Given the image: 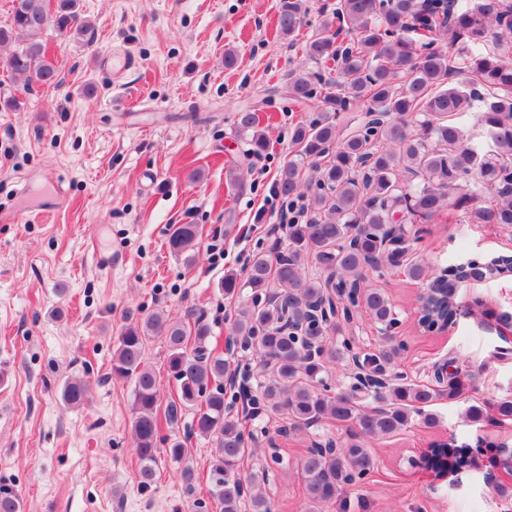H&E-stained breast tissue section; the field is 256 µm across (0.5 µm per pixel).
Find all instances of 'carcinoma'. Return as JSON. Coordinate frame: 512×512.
I'll list each match as a JSON object with an SVG mask.
<instances>
[{"mask_svg": "<svg viewBox=\"0 0 512 512\" xmlns=\"http://www.w3.org/2000/svg\"><path fill=\"white\" fill-rule=\"evenodd\" d=\"M303 17L302 0H281L282 34L292 36ZM49 24L77 34L86 30L75 0H60L54 14L47 0H13L12 24L0 27V43L24 40L7 68L28 82L51 86L59 70L45 46L29 39ZM349 33L354 38L340 39ZM445 41L457 46L455 57L448 56ZM506 43L512 44V0H469L463 6L458 0H338L332 17L313 29L305 44L315 69L288 80L290 104L317 113L292 132L299 158L282 169L277 194L290 208L310 198L306 217L288 222L275 267L266 254L256 253L246 279L227 273L221 288L226 295L244 288L252 293L251 303L235 314L233 330L259 350V407L285 413L290 432L332 420L348 431L339 448L325 450L318 443L303 458L308 512H322L369 474L368 441L395 437L415 421L432 427L435 402L463 395L460 375L439 369L434 377L447 383L445 389L404 382L397 371L404 347L391 344L398 320L388 296L367 284V272L404 268L412 279L435 285L439 293L432 307L418 310V325L430 332L460 314L457 275L409 260L420 241L417 225L453 207L471 224L512 229V63L499 52ZM458 75L464 76L460 83L454 81ZM361 107V122L341 133L340 114ZM474 108L486 131L484 147L467 138L458 120ZM236 125L250 154L267 151L269 140L253 111L238 112ZM306 164L313 174L304 185L300 172ZM196 240L197 225L178 224L168 244L190 262ZM310 263L319 273L307 274ZM358 308L381 325L387 341L363 357L361 370L384 375L386 382L362 391L353 375L349 391L333 394L330 366L345 359L350 346L329 341V332ZM151 335L163 338L168 370L179 384L169 420L188 410L192 430L215 438L211 497L219 512H241L245 503L250 512H271L265 477H241L245 434L237 421L224 417V373L230 364L208 347L210 328L191 311L181 321L158 311L129 323L112 357L111 376L133 383L132 435L141 485L154 481L161 444L159 391L144 362ZM61 395L72 407L87 402L76 378L63 382ZM490 411L511 420L512 398L471 405L466 414L476 422ZM477 447L490 464L512 467V455L503 452L507 441L481 440ZM20 510L18 492L0 486V512Z\"/></svg>", "mask_w": 512, "mask_h": 512, "instance_id": "1", "label": "carcinoma"}]
</instances>
